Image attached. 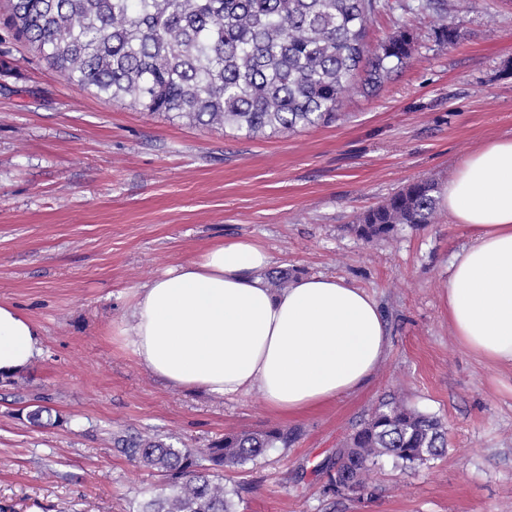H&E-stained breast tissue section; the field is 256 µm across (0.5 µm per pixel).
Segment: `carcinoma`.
Segmentation results:
<instances>
[{
	"label": "carcinoma",
	"instance_id": "obj_1",
	"mask_svg": "<svg viewBox=\"0 0 512 512\" xmlns=\"http://www.w3.org/2000/svg\"><path fill=\"white\" fill-rule=\"evenodd\" d=\"M8 22L56 71L99 96L141 112H172L190 125L285 134L336 119L346 83L370 87L404 68L414 36L403 30L373 47L371 19L389 0H9ZM438 186L416 181L352 225L364 241L403 224L435 223ZM292 434L228 432L206 448H175L151 436H117L129 460L156 470L169 494L141 512H235L223 469H233ZM442 422L384 398L339 449L327 487L364 491L370 466L387 456L414 469L443 454Z\"/></svg>",
	"mask_w": 512,
	"mask_h": 512
}]
</instances>
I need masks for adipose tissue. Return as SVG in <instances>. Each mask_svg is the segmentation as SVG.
<instances>
[{
	"label": "adipose tissue",
	"mask_w": 512,
	"mask_h": 512,
	"mask_svg": "<svg viewBox=\"0 0 512 512\" xmlns=\"http://www.w3.org/2000/svg\"><path fill=\"white\" fill-rule=\"evenodd\" d=\"M441 206L469 234L448 269L452 334L487 364L512 367V137L462 156ZM271 261L255 240L216 242L136 289L120 333L173 389L256 393L274 413L302 412L365 386L389 349L378 303L336 276L271 288ZM40 352L29 316L0 303V379Z\"/></svg>",
	"instance_id": "adipose-tissue-1"
}]
</instances>
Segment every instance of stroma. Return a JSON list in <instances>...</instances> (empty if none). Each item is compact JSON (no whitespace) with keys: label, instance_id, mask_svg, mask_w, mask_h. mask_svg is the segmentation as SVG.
<instances>
[{"label":"stroma","instance_id":"35a3bbf8","mask_svg":"<svg viewBox=\"0 0 512 512\" xmlns=\"http://www.w3.org/2000/svg\"><path fill=\"white\" fill-rule=\"evenodd\" d=\"M389 2L369 40L411 31L410 64L375 91L351 81L336 122L254 138L73 84L0 10V303L42 335L32 367L0 382V512H139L163 482L113 434L202 448L266 429L296 439L225 471L237 512H512V368L462 349L448 326V268L467 232L443 211L370 243L349 229L512 135V0H446L462 34L451 46L419 0ZM237 236L261 242L273 269L342 277L378 301L389 351L365 387L277 415L254 393L172 389L112 341L135 288ZM393 394L442 420L445 454L412 470L385 457L368 491H328L325 465ZM38 398L43 427L27 418Z\"/></svg>","mask_w":512,"mask_h":512}]
</instances>
